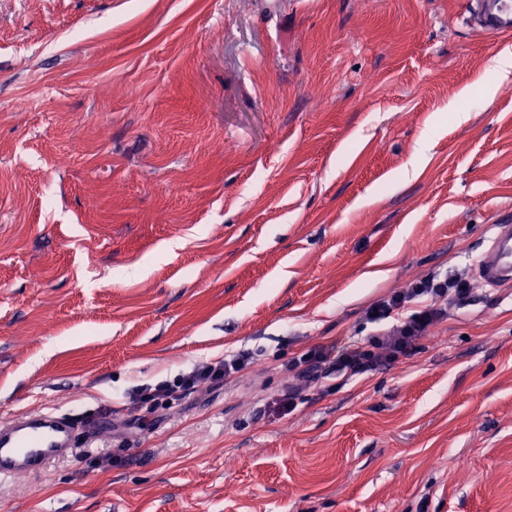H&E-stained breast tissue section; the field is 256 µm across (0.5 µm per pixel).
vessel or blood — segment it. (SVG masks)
<instances>
[{"label": "vessel or blood", "instance_id": "1", "mask_svg": "<svg viewBox=\"0 0 512 512\" xmlns=\"http://www.w3.org/2000/svg\"><path fill=\"white\" fill-rule=\"evenodd\" d=\"M472 25L482 34H512V0H465ZM489 286L512 283V225L500 224L490 249L476 265ZM79 426L64 414L38 412L0 423V479L35 475L77 449Z\"/></svg>", "mask_w": 512, "mask_h": 512}]
</instances>
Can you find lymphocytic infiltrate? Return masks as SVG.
Returning a JSON list of instances; mask_svg holds the SVG:
<instances>
[{"mask_svg":"<svg viewBox=\"0 0 512 512\" xmlns=\"http://www.w3.org/2000/svg\"><path fill=\"white\" fill-rule=\"evenodd\" d=\"M470 291L464 279L428 275L368 308L366 317L370 322L392 319L389 329L374 334L366 342L350 345L334 356L320 349L308 351L291 361L290 366L302 368L304 375L319 382L362 375L397 362L411 356L419 338L444 316V304L462 302ZM243 366L240 358L201 365L174 381L145 387L141 398L155 404L174 401L192 393L203 381L228 380Z\"/></svg>","mask_w":512,"mask_h":512,"instance_id":"1","label":"lymphocytic infiltrate"}]
</instances>
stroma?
<instances>
[{"label": "stroma", "instance_id": "1", "mask_svg": "<svg viewBox=\"0 0 512 512\" xmlns=\"http://www.w3.org/2000/svg\"><path fill=\"white\" fill-rule=\"evenodd\" d=\"M506 50L464 0H0V422L106 423L0 512H512ZM431 273L471 294L412 356L289 381ZM495 236L490 249L476 265L478 279L489 286L512 283V225L494 224ZM244 358H233L230 360L217 361L195 367L189 373H183L170 382H161L155 386H146L142 390L141 399L152 403H169L187 394L192 393L199 383L211 381H226L235 373H238L244 366Z\"/></svg>", "mask_w": 512, "mask_h": 512}]
</instances>
